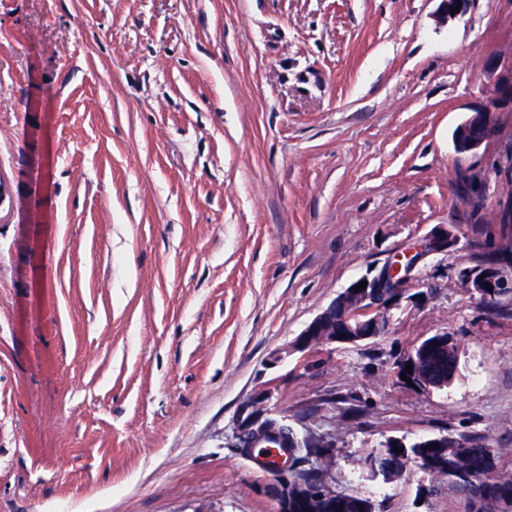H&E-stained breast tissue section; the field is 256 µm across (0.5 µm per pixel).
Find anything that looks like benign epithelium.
<instances>
[{
  "label": "benign epithelium",
  "mask_w": 512,
  "mask_h": 512,
  "mask_svg": "<svg viewBox=\"0 0 512 512\" xmlns=\"http://www.w3.org/2000/svg\"><path fill=\"white\" fill-rule=\"evenodd\" d=\"M468 0H440V12L444 20L454 19L463 14L467 8ZM483 73L492 85L493 93L490 97L474 105L470 115L457 126L453 134L454 150L459 155L476 152L482 145L493 140L498 129L494 115L497 112L512 110V61L504 62L501 56L496 55L486 59L483 64ZM458 242L451 227L441 225L436 227L424 239L421 253L439 254L448 251V239ZM416 263L409 259L405 263H391L353 281L344 291L342 321L345 335L356 342L360 336L367 340L373 336L374 327L382 319L388 318L391 306L387 303L386 288L394 289L396 300H403L414 306L419 305L421 296L408 295L404 283L411 276ZM476 295L486 297L485 285L491 284L499 288H512V277L504 273L500 266L494 263H483L468 267L462 272ZM367 281L366 287L355 290L361 281ZM336 309V303H331L319 313L301 332L295 343L297 350H311L320 346L336 343V335L328 328L330 313Z\"/></svg>",
  "instance_id": "1"
}]
</instances>
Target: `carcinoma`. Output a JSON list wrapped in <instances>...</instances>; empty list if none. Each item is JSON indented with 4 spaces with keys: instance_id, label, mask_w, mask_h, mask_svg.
Listing matches in <instances>:
<instances>
[{
    "instance_id": "cac0c4a2",
    "label": "carcinoma",
    "mask_w": 512,
    "mask_h": 512,
    "mask_svg": "<svg viewBox=\"0 0 512 512\" xmlns=\"http://www.w3.org/2000/svg\"><path fill=\"white\" fill-rule=\"evenodd\" d=\"M406 362L412 363V374L424 383L434 389L446 388L459 375V344L446 333L430 336L413 348ZM272 436L281 438L288 448V482L325 480L323 470L311 458L324 455L326 449L313 447L312 442L299 438L275 418L261 421L253 439ZM430 442L429 438L411 444L394 440L367 453L361 462L387 483L401 479L415 465L434 478L428 487L433 496L450 485L468 501L481 499L482 512H512V472L500 464L496 449L479 436L450 434L446 448H431ZM333 512H375V507L367 498L338 494Z\"/></svg>"
}]
</instances>
